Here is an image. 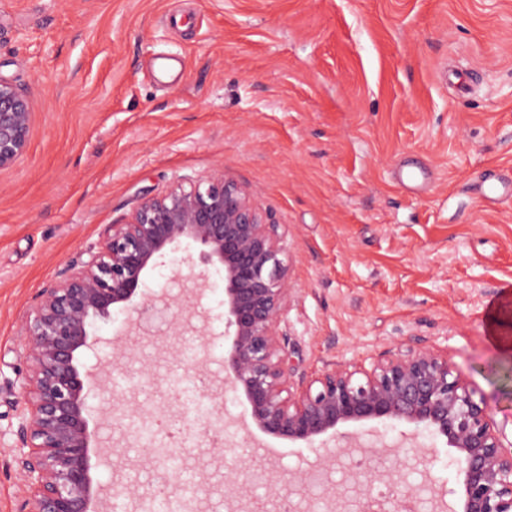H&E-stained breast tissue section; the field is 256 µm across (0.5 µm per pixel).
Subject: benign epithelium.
<instances>
[{"label": "benign epithelium", "instance_id": "1", "mask_svg": "<svg viewBox=\"0 0 512 512\" xmlns=\"http://www.w3.org/2000/svg\"><path fill=\"white\" fill-rule=\"evenodd\" d=\"M31 121L27 99L0 81V170L25 154ZM278 229L245 186L216 170L143 197L126 222L107 226L98 248L39 290L22 327L29 367L18 429L28 449L20 459L24 512H97L101 488L92 469L106 458L89 427L96 380L84 355L106 342L97 332L114 312L150 311V271L192 244L224 273L227 381L258 430L313 445L327 435L349 438L346 428L369 422L413 425L455 449L460 512H512V444H504L487 402L444 355L401 346L369 369L349 364L297 376L281 329L290 288ZM225 489L252 503L238 467Z\"/></svg>", "mask_w": 512, "mask_h": 512}]
</instances>
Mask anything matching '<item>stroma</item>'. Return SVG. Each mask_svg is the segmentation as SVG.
<instances>
[{
  "instance_id": "stroma-1",
  "label": "stroma",
  "mask_w": 512,
  "mask_h": 512,
  "mask_svg": "<svg viewBox=\"0 0 512 512\" xmlns=\"http://www.w3.org/2000/svg\"><path fill=\"white\" fill-rule=\"evenodd\" d=\"M0 78L31 104L26 153L0 170V512H22L21 324L38 291L147 195L221 169L279 225L291 296L281 328L301 372L371 363L399 344L447 355L512 441V0H0ZM188 249L146 280L189 308L160 326L115 315L87 352L97 437L126 461L95 471L101 512H156L153 466L180 448L172 506L228 512L236 460L283 477L399 469L385 500L456 505L454 449L415 464L428 432L370 422L358 450L274 439L225 387L224 277ZM187 344L208 347L210 425L138 435L176 409ZM399 446V455L389 447ZM481 198L489 203L512 199V182L489 173L480 187Z\"/></svg>"
}]
</instances>
